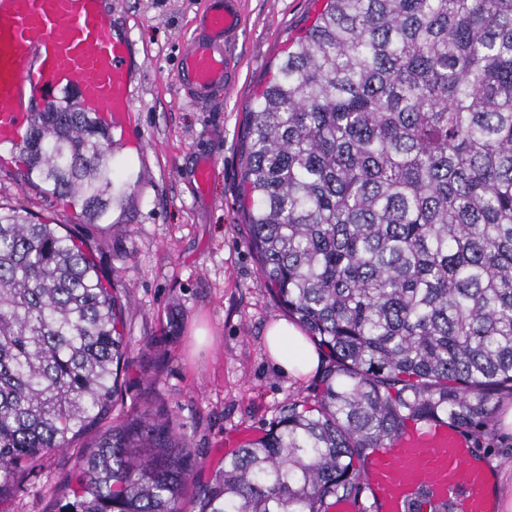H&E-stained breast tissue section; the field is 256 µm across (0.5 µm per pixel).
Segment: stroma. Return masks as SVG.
<instances>
[{"label":"stroma","instance_id":"obj_1","mask_svg":"<svg viewBox=\"0 0 512 512\" xmlns=\"http://www.w3.org/2000/svg\"><path fill=\"white\" fill-rule=\"evenodd\" d=\"M323 5L241 0L243 24L229 48L234 87L223 99L198 105L179 90L174 74L205 0H112L114 21L132 41L136 83L126 126L112 132L129 186L109 223L80 226L118 290L133 355L98 430L137 411L171 419L195 459L190 497L225 455L263 435L285 400L316 395L317 378L294 382L264 352L266 325L285 312L248 247L240 196L245 114ZM16 157L0 150V206L76 224L65 202L23 184ZM204 159L213 170L202 192L195 174ZM511 407L508 398L495 407L483 442L487 465L512 460V432L501 424ZM98 430L26 463L0 498V512H54Z\"/></svg>","mask_w":512,"mask_h":512}]
</instances>
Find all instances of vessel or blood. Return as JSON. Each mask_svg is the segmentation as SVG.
Here are the masks:
<instances>
[{"label":"vessel or blood","mask_w":512,"mask_h":512,"mask_svg":"<svg viewBox=\"0 0 512 512\" xmlns=\"http://www.w3.org/2000/svg\"><path fill=\"white\" fill-rule=\"evenodd\" d=\"M241 25L240 0H206L175 72L191 100L230 90L227 48ZM66 90L99 125L125 126L135 86L108 0H0V145L21 144L29 113ZM364 480L377 512H497L487 466L445 423L406 427L370 457Z\"/></svg>","instance_id":"vessel-or-blood-1"}]
</instances>
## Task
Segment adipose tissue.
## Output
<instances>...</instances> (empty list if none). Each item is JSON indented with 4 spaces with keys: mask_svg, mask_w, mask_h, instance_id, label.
<instances>
[{
    "mask_svg": "<svg viewBox=\"0 0 512 512\" xmlns=\"http://www.w3.org/2000/svg\"><path fill=\"white\" fill-rule=\"evenodd\" d=\"M264 345L268 357L293 380H308L319 368L321 354L294 323L279 319L268 324Z\"/></svg>",
    "mask_w": 512,
    "mask_h": 512,
    "instance_id": "ef3b65f1",
    "label": "adipose tissue"
}]
</instances>
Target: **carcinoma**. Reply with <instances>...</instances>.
Here are the masks:
<instances>
[{
  "instance_id": "1",
  "label": "carcinoma",
  "mask_w": 512,
  "mask_h": 512,
  "mask_svg": "<svg viewBox=\"0 0 512 512\" xmlns=\"http://www.w3.org/2000/svg\"><path fill=\"white\" fill-rule=\"evenodd\" d=\"M242 206L274 299L326 354L188 500L171 421L100 435L56 512H329L410 423L479 430L512 397V0H326L246 113ZM25 180L89 224L122 171L67 97ZM94 244L0 211V497L105 416L130 361Z\"/></svg>"
}]
</instances>
